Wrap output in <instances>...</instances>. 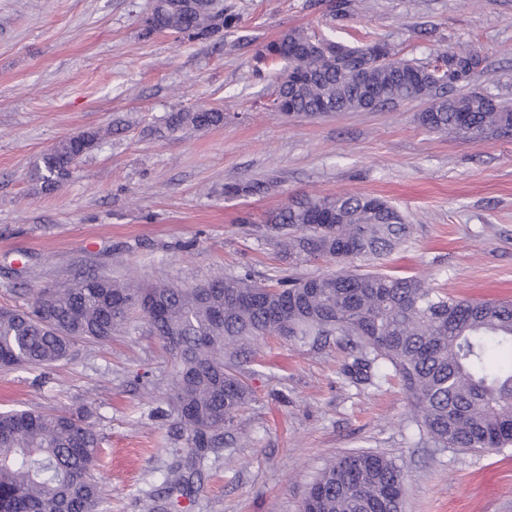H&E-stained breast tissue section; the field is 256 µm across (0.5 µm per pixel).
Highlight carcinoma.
<instances>
[{
  "label": "carcinoma",
  "mask_w": 512,
  "mask_h": 512,
  "mask_svg": "<svg viewBox=\"0 0 512 512\" xmlns=\"http://www.w3.org/2000/svg\"><path fill=\"white\" fill-rule=\"evenodd\" d=\"M236 17L223 0H158L142 22V37L171 32L181 39H211ZM257 63L284 62L276 74L271 108L284 118H317L325 110L383 106L415 96L439 100L420 113L427 129L472 140L512 136V109L480 93L447 95L467 84L483 63L469 48L448 50L424 64L400 58L385 42L346 46L331 37L290 30L258 52ZM224 123L218 108L186 109L172 129L201 130ZM100 139L96 131L65 138L37 165L55 187ZM259 181L224 185L226 196L264 192ZM324 211L328 224L311 223ZM268 228L288 257L318 256L368 265L409 236L404 215L388 201L362 194L291 200L270 212ZM152 293L164 317L151 320L139 299ZM139 312L148 331L173 359L169 401L193 451L211 447L215 433L233 423L249 401L236 362L251 342L288 336L315 344L338 336L354 352L346 374L379 385L396 377L416 424L444 448L501 450L512 446V367L492 368L487 354L512 350V301L452 298L413 277L379 270L340 271L271 284L249 273L215 275L196 288L147 286L104 274L80 275L41 288L26 308H0V368L43 367L67 360L87 341L107 345ZM98 439L81 418L66 412H0V512H99L102 486L94 474ZM405 478L390 458L348 452L312 484L304 512H366L372 502L401 512Z\"/></svg>",
  "instance_id": "cac0c4a2"
}]
</instances>
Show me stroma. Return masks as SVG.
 Wrapping results in <instances>:
<instances>
[{
  "label": "stroma",
  "mask_w": 512,
  "mask_h": 512,
  "mask_svg": "<svg viewBox=\"0 0 512 512\" xmlns=\"http://www.w3.org/2000/svg\"><path fill=\"white\" fill-rule=\"evenodd\" d=\"M339 2L224 0L235 26L187 41L141 37L154 0H0V307L88 271L186 288L218 270L264 283L336 272L327 258L289 260L261 224L289 199L336 193L378 196L404 214L410 235L384 272L469 300L512 299V138L431 132L422 100L286 121L268 107L273 72L255 68L256 53L291 29L383 41L420 62L465 46L483 59L467 91L512 103V0ZM192 106L223 109V124L170 131L171 115ZM107 127L62 186L44 188L43 153ZM249 180L270 188L225 195L226 183ZM351 362L333 338L252 344L253 397L190 467L185 512H300L322 470L358 450L401 467L403 512H512V449L436 446L396 381H354ZM172 372L138 315L106 346L0 370V411L86 412L103 512H152L190 456L168 411Z\"/></svg>",
  "instance_id": "35a3bbf8"
}]
</instances>
